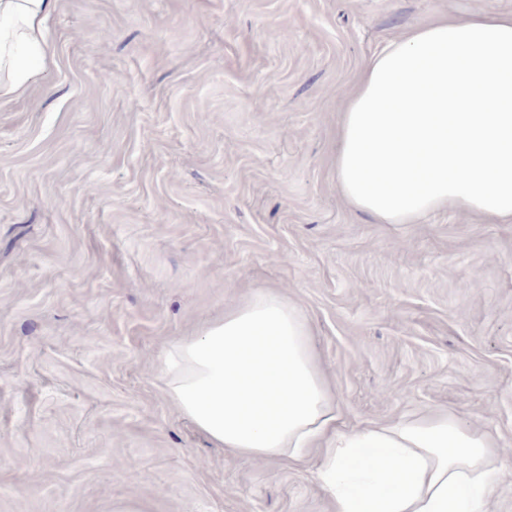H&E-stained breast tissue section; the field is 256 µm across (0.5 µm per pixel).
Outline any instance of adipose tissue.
<instances>
[{
  "mask_svg": "<svg viewBox=\"0 0 512 512\" xmlns=\"http://www.w3.org/2000/svg\"><path fill=\"white\" fill-rule=\"evenodd\" d=\"M53 0H0V98L54 60ZM334 159L345 202L379 224L448 209L512 223V13L410 28L373 52L343 96ZM301 309L259 290L172 343L167 396L246 462L303 463L334 512H487L502 461L445 411L341 429Z\"/></svg>",
  "mask_w": 512,
  "mask_h": 512,
  "instance_id": "obj_1",
  "label": "adipose tissue"
}]
</instances>
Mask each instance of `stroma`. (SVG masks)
<instances>
[{"mask_svg":"<svg viewBox=\"0 0 512 512\" xmlns=\"http://www.w3.org/2000/svg\"><path fill=\"white\" fill-rule=\"evenodd\" d=\"M512 0H55L0 100V512H332L169 399L164 350L275 289L347 427L436 408L512 451V224H378L336 186V96L410 27Z\"/></svg>","mask_w":512,"mask_h":512,"instance_id":"obj_1","label":"stroma"}]
</instances>
